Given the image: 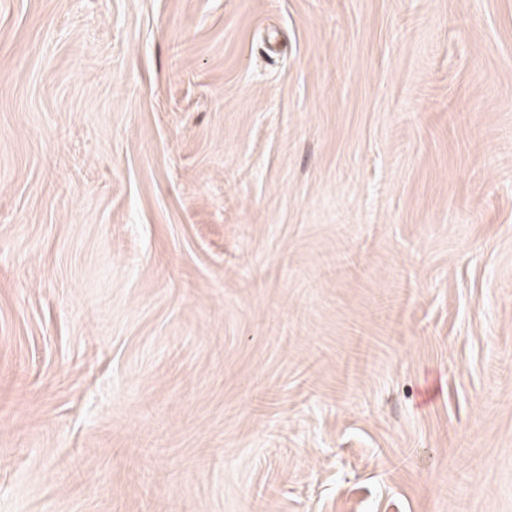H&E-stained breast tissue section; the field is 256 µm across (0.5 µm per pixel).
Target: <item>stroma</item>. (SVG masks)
Here are the masks:
<instances>
[{
  "mask_svg": "<svg viewBox=\"0 0 512 512\" xmlns=\"http://www.w3.org/2000/svg\"><path fill=\"white\" fill-rule=\"evenodd\" d=\"M0 512H512V0H0Z\"/></svg>",
  "mask_w": 512,
  "mask_h": 512,
  "instance_id": "35a3bbf8",
  "label": "stroma"
}]
</instances>
